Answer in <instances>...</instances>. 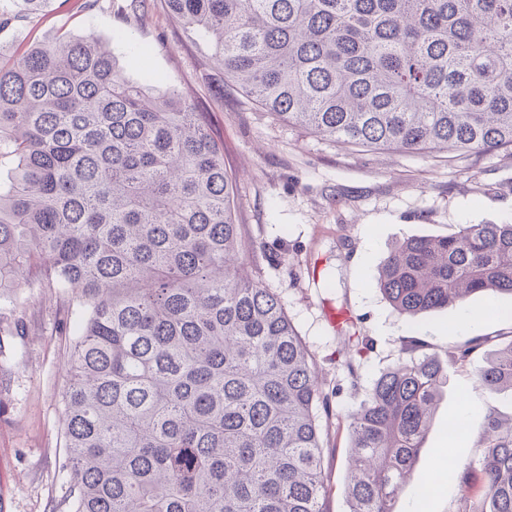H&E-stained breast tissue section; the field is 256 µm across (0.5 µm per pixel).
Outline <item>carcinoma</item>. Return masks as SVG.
<instances>
[{
    "label": "carcinoma",
    "mask_w": 512,
    "mask_h": 512,
    "mask_svg": "<svg viewBox=\"0 0 512 512\" xmlns=\"http://www.w3.org/2000/svg\"><path fill=\"white\" fill-rule=\"evenodd\" d=\"M0 2V28L46 0ZM282 121L365 150L512 152V0H163ZM0 297L88 305L62 393L73 512H327L313 356L254 272L224 148L177 89L64 33L0 66ZM405 319L512 295V224L403 240L377 278ZM483 341L448 350L466 362ZM403 341L347 416L348 512H393L444 381ZM512 391V340L478 370ZM472 512H512V420L487 416Z\"/></svg>",
    "instance_id": "carcinoma-1"
}]
</instances>
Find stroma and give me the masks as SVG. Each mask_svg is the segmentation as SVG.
<instances>
[{
    "instance_id": "obj_1",
    "label": "stroma",
    "mask_w": 512,
    "mask_h": 512,
    "mask_svg": "<svg viewBox=\"0 0 512 512\" xmlns=\"http://www.w3.org/2000/svg\"><path fill=\"white\" fill-rule=\"evenodd\" d=\"M131 0H52L38 16L0 30V62L62 31L94 35L136 83L163 79L191 99L224 147L236 179V218L255 245L253 266L282 297L288 315L323 377L332 412L322 420L323 467L331 492L328 512H347L344 493L349 435L347 414L392 365L403 340L421 339L428 354L484 337L469 362L448 363L447 382L433 415L411 483L394 512H467L460 464L477 460L485 417L512 416V393L486 390L477 371L512 340V296L484 318L483 296L466 308L448 307L401 318L377 286L391 249L411 236H446L463 224H512V154L448 158L441 154L351 152L277 121L224 84L194 33L172 22L161 0H143L141 22H124ZM347 324L332 328L330 311ZM474 313L465 328L463 311ZM78 298L55 288L14 289L0 299V512H71L73 480L65 465L62 392L70 347L84 317ZM373 343L358 356L357 374L337 366L345 333ZM470 404L468 435L448 433L449 417Z\"/></svg>"
}]
</instances>
